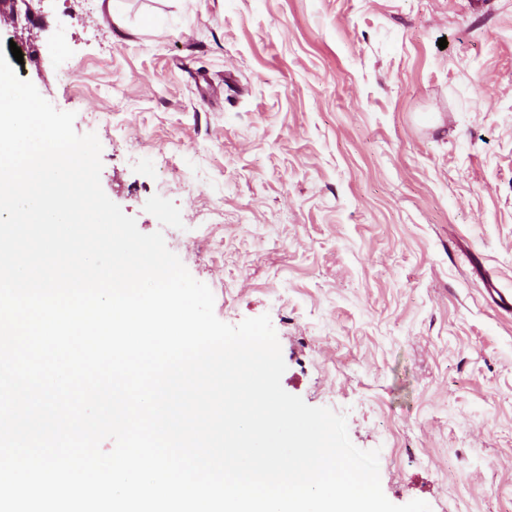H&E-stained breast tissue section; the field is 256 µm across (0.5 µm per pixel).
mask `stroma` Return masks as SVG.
Here are the masks:
<instances>
[{"mask_svg": "<svg viewBox=\"0 0 512 512\" xmlns=\"http://www.w3.org/2000/svg\"><path fill=\"white\" fill-rule=\"evenodd\" d=\"M118 8L0 20L108 198L219 320L270 316L283 389L346 415L390 502L512 512V0Z\"/></svg>", "mask_w": 512, "mask_h": 512, "instance_id": "1", "label": "stroma"}]
</instances>
